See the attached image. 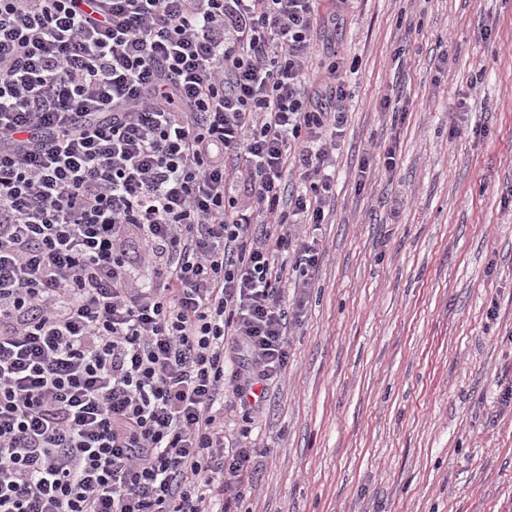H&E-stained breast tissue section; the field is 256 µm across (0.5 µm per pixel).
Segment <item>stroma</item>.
Here are the masks:
<instances>
[{"label": "stroma", "instance_id": "obj_1", "mask_svg": "<svg viewBox=\"0 0 512 512\" xmlns=\"http://www.w3.org/2000/svg\"><path fill=\"white\" fill-rule=\"evenodd\" d=\"M319 14L348 122L286 371L262 410L224 397L238 510L512 512V0Z\"/></svg>", "mask_w": 512, "mask_h": 512}]
</instances>
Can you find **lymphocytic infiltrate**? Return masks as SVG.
I'll list each match as a JSON object with an SVG mask.
<instances>
[{
  "mask_svg": "<svg viewBox=\"0 0 512 512\" xmlns=\"http://www.w3.org/2000/svg\"><path fill=\"white\" fill-rule=\"evenodd\" d=\"M318 0H0V512H230L348 121ZM296 171L299 184L285 176Z\"/></svg>",
  "mask_w": 512,
  "mask_h": 512,
  "instance_id": "1",
  "label": "lymphocytic infiltrate"
}]
</instances>
